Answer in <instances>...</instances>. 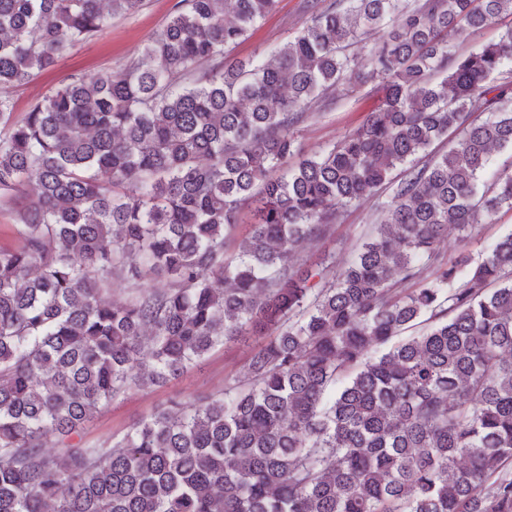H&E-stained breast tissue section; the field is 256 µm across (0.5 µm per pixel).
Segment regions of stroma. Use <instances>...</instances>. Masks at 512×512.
I'll use <instances>...</instances> for the list:
<instances>
[{
	"instance_id": "stroma-1",
	"label": "stroma",
	"mask_w": 512,
	"mask_h": 512,
	"mask_svg": "<svg viewBox=\"0 0 512 512\" xmlns=\"http://www.w3.org/2000/svg\"><path fill=\"white\" fill-rule=\"evenodd\" d=\"M175 0H144L141 9L130 16L113 19L112 24L93 40L69 49L49 71L37 73L27 85L13 92L17 112L23 113L64 79L87 72H105L127 61L141 58L145 45L165 24ZM304 0H278L275 10L260 21L252 35L232 51L234 57L256 59L278 50L291 41L304 19ZM376 83L356 82L339 87L333 105L315 111L300 127L299 140L305 150L318 151L338 143L362 123L367 112L379 102ZM379 201L370 199L348 207L335 228L333 237L318 244L319 252L330 254L336 266H344L356 245L376 224ZM512 235V212L503 210L477 224L471 237L459 238L449 231V256L484 252ZM247 353L237 345L217 347L201 367L178 379L147 390H135L109 404L82 436L86 445L120 439L140 419L166 407L171 400L205 397L231 385L241 376Z\"/></svg>"
}]
</instances>
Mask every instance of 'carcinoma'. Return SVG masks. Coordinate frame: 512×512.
Wrapping results in <instances>:
<instances>
[{"label": "carcinoma", "instance_id": "obj_1", "mask_svg": "<svg viewBox=\"0 0 512 512\" xmlns=\"http://www.w3.org/2000/svg\"><path fill=\"white\" fill-rule=\"evenodd\" d=\"M277 2L177 0L146 60L17 118L9 90L143 0H0V512H512V235L441 253L512 211V172L483 180L512 148V25L465 56L444 39L512 0H305L292 41L229 60ZM373 33L379 104L305 152ZM383 188L347 267L300 255ZM122 277L137 292L106 297ZM239 342L225 390L74 442ZM512 235V212L502 210L491 220H482L476 224L471 237L461 239L457 232L448 229V244L451 248L446 252L445 259L465 253L477 258V255L508 235Z\"/></svg>", "mask_w": 512, "mask_h": 512}]
</instances>
